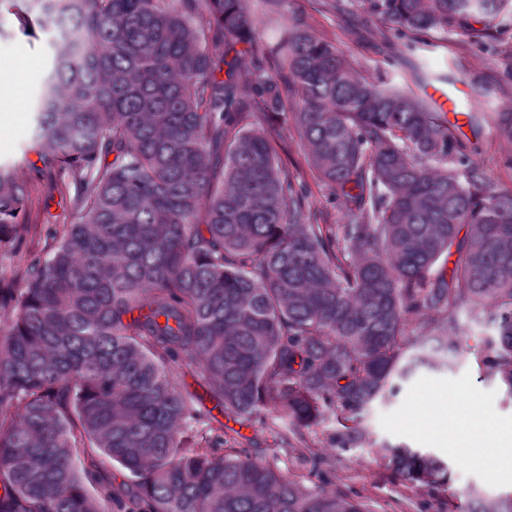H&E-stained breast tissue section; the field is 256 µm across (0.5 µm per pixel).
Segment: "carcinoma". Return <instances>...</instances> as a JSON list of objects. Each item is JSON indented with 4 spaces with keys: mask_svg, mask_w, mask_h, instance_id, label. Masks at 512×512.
<instances>
[{
    "mask_svg": "<svg viewBox=\"0 0 512 512\" xmlns=\"http://www.w3.org/2000/svg\"><path fill=\"white\" fill-rule=\"evenodd\" d=\"M19 1L28 24L57 30L33 142L75 221L19 271L22 287H0V512H368L224 447L213 411L243 426L270 408L282 442L306 448L303 430L338 410L329 446L352 448L394 381L438 363L422 345L458 353L462 311L491 328L479 361L512 393V188L425 97L359 75L307 28L263 40L248 0L0 7ZM357 2L403 35L473 19L478 42L512 9ZM491 120L512 143V107ZM290 125L342 223H318L279 163L273 131ZM32 207L30 182L0 166L1 251L35 229ZM375 454L405 484L448 483L426 453ZM106 458L130 486L112 484ZM463 512H512V497Z\"/></svg>",
    "mask_w": 512,
    "mask_h": 512,
    "instance_id": "obj_1",
    "label": "carcinoma"
}]
</instances>
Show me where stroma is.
Returning a JSON list of instances; mask_svg holds the SVG:
<instances>
[{
  "instance_id": "stroma-1",
  "label": "stroma",
  "mask_w": 512,
  "mask_h": 512,
  "mask_svg": "<svg viewBox=\"0 0 512 512\" xmlns=\"http://www.w3.org/2000/svg\"><path fill=\"white\" fill-rule=\"evenodd\" d=\"M257 34L277 41L282 28L295 19L318 35L346 49L356 70L375 76L387 68L391 85L424 93L427 87L456 93L469 112L492 113L512 104V92L503 79L512 70V16L500 20L493 36L475 42L461 27L434 33L429 45L409 48L378 20L368 17L356 0H283L278 12L258 14ZM52 29L24 30L11 12L0 13V69L13 71L26 64L20 86L0 83V165L15 167L35 187L31 219L35 232L13 251L0 253V281H11L20 268L41 255L48 234L70 223L68 202L49 189L31 152L35 106L52 56ZM478 163L501 187L512 186V174L499 166L512 144L501 140L492 123L480 129ZM463 346L448 366L422 368L398 382L394 395L373 402L360 419L364 440L358 447L327 452L320 470L299 449L280 444L282 425L273 411L255 415L240 432L225 431L224 445L262 451L265 461L298 484L315 489L336 488L362 500L368 512H440L448 495L466 503L470 494L484 499L512 496V480L474 464L475 453L448 432L455 411L453 402L476 399L479 411L498 424L495 444L512 440V393L480 366L477 352L488 335L486 325L459 314ZM406 447L428 453L448 466V487L432 489L392 479L377 448Z\"/></svg>"
}]
</instances>
